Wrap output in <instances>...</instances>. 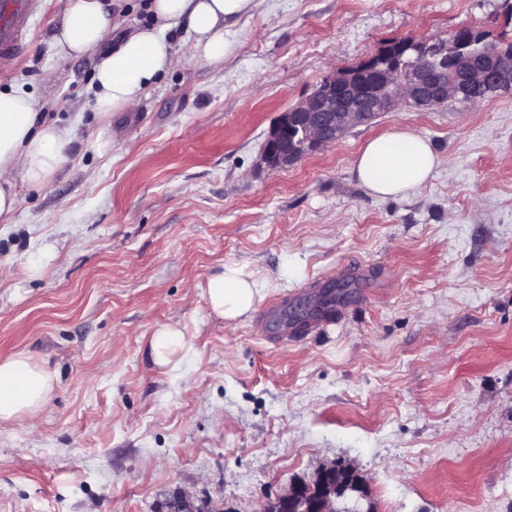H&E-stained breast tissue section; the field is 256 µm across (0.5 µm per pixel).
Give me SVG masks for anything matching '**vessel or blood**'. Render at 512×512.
Returning <instances> with one entry per match:
<instances>
[{"label":"vessel or blood","mask_w":512,"mask_h":512,"mask_svg":"<svg viewBox=\"0 0 512 512\" xmlns=\"http://www.w3.org/2000/svg\"><path fill=\"white\" fill-rule=\"evenodd\" d=\"M40 8V0H0L1 74L12 73L28 51V23Z\"/></svg>","instance_id":"1"}]
</instances>
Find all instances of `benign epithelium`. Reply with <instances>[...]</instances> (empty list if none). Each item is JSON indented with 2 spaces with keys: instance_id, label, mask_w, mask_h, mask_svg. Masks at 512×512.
Listing matches in <instances>:
<instances>
[{
  "instance_id": "1",
  "label": "benign epithelium",
  "mask_w": 512,
  "mask_h": 512,
  "mask_svg": "<svg viewBox=\"0 0 512 512\" xmlns=\"http://www.w3.org/2000/svg\"><path fill=\"white\" fill-rule=\"evenodd\" d=\"M472 51L446 40L408 42L412 57L389 49L325 78L309 95L279 113L270 126L260 166L286 170L301 158L340 140L350 130L371 123L400 103L429 110L450 99L476 101L471 90L487 98L512 91V51L472 31ZM457 79H448V68ZM258 512H376L363 478L343 462L322 466L311 479L296 477L288 489L261 504Z\"/></svg>"
}]
</instances>
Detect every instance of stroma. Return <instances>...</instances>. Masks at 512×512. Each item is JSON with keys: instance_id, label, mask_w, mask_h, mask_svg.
Returning <instances> with one entry per match:
<instances>
[{"instance_id": "obj_1", "label": "stroma", "mask_w": 512, "mask_h": 512, "mask_svg": "<svg viewBox=\"0 0 512 512\" xmlns=\"http://www.w3.org/2000/svg\"><path fill=\"white\" fill-rule=\"evenodd\" d=\"M66 0H43L0 86L73 127L71 161L0 223V358L59 383L38 427L0 425V512H257L342 461L378 512H512V92L400 107L283 171L257 162L275 117L403 37L512 40V0H255L217 67L160 77L129 112L93 108L99 52L61 59ZM407 128L440 165L376 198L350 167ZM225 265L262 286L223 320ZM350 282L321 331L285 311ZM183 358L161 368L155 328ZM259 290L258 281L242 268L223 266L208 280L205 296L213 314L234 320L254 311ZM184 334L173 325L156 328L150 339L151 354L158 366L176 364L184 350Z\"/></svg>"}]
</instances>
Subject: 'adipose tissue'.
I'll return each mask as SVG.
<instances>
[{"mask_svg": "<svg viewBox=\"0 0 512 512\" xmlns=\"http://www.w3.org/2000/svg\"><path fill=\"white\" fill-rule=\"evenodd\" d=\"M254 0H151L152 24L127 30L122 8L109 0H68L54 40L62 57L102 50L95 107L103 115L132 110L161 75L187 65L218 66L236 48L235 28ZM189 35L185 55L166 37ZM37 98L17 86L0 88V223H12L23 198L19 186L43 189L69 162L71 127L39 119ZM440 162L431 141L398 129L367 141L351 173L370 194L404 197L422 188ZM259 284L242 268L227 266L212 276L205 296L213 314L234 320L255 309ZM57 387L56 375L27 353L0 360V424H37Z\"/></svg>", "mask_w": 512, "mask_h": 512, "instance_id": "obj_1", "label": "adipose tissue"}]
</instances>
